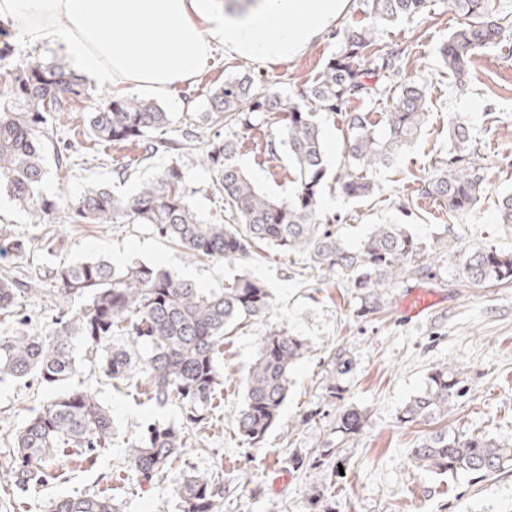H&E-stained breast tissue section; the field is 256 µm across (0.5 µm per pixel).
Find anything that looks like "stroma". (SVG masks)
Wrapping results in <instances>:
<instances>
[{"label":"stroma","mask_w":512,"mask_h":512,"mask_svg":"<svg viewBox=\"0 0 512 512\" xmlns=\"http://www.w3.org/2000/svg\"><path fill=\"white\" fill-rule=\"evenodd\" d=\"M427 11L429 17L421 24L404 19L376 26L366 0H346L335 23L296 56L270 62L229 57L219 49L194 81L156 98L172 116L165 139L181 140L191 130L202 149L213 136L205 120L208 100L228 77L246 73L257 84L273 83L288 106L300 102L336 53L346 29L374 26L375 46L383 51L412 46L404 76L426 85L428 116L409 147L374 175L371 196H347L333 180L345 161V115L355 110V103L319 116L331 173L319 206L332 219L333 231L353 246L372 225L405 224L432 258L427 272L385 288L386 307L380 314L360 316L352 289L299 254L261 244L242 262L198 260L146 224H38L7 195H0V236L27 242L22 255L0 257V276L27 285V292L18 295L17 309L36 334H49L57 314L54 284L46 271L88 258L117 267L149 263L201 288H217L248 275L264 282L273 296L262 322L224 339L223 383L216 391L210 423L190 431L172 469L148 484L116 467L148 423L181 425V405L174 400L157 407L139 390L113 388L99 371L98 354L78 349L71 384L90 389L109 409L112 442L90 460L74 464L61 459L55 467L59 479L26 491L9 488L11 457L0 443V512H47L56 499L100 492L111 495L119 512H179L177 484L187 475L207 471L224 481L221 512H308L307 499L315 489L335 504L336 512H512V469L478 479L415 468L407 453L421 428L399 421L402 407L422 387L427 373L451 362L468 393L442 419V427L474 430L512 445V283L459 285L462 260L470 249L487 245L512 254V224L501 223L496 208L498 196L512 193V39L477 56L461 86L440 55L457 24L450 0H428ZM454 118L469 125L487 184L477 205L460 217L450 216L442 204L419 193L424 180L448 161L449 123ZM283 119L278 112L235 130L237 164L259 190L273 197L286 196L294 188L287 154L274 160L268 154ZM57 137L70 144L77 159L62 175H49L43 186L47 197L73 200L95 186L128 197L179 159L199 215L217 224L230 217L223 195L212 186L211 172L194 160L180 159L177 151L161 149L145 162L135 145L96 146L80 111L61 121ZM417 289L431 293L435 301L420 317L409 318L402 308ZM275 327L305 339L308 351L292 368L277 425L254 447L239 436L234 418L244 402L260 338ZM339 347L349 351L354 370L344 401L334 402L322 380L330 352ZM47 395L33 380L0 383V440L14 435ZM345 404L366 413L364 430L342 444L339 459L309 468V460L335 440L337 416ZM296 458L302 467H293Z\"/></svg>","instance_id":"stroma-1"}]
</instances>
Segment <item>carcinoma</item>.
<instances>
[{"label":"carcinoma","mask_w":512,"mask_h":512,"mask_svg":"<svg viewBox=\"0 0 512 512\" xmlns=\"http://www.w3.org/2000/svg\"><path fill=\"white\" fill-rule=\"evenodd\" d=\"M374 22L391 24L420 17L427 0H368ZM460 23L450 32L442 60L458 83L466 82L473 58L498 45L506 30L493 18L491 0H451ZM9 25L0 22V193L28 210L35 223L51 224L65 212L69 224H148L167 242L195 258L243 261L257 244L304 254L314 267L342 277L355 289L364 317L383 310L381 289L406 274L419 271L420 243L404 224H375L351 248L332 231L319 209L328 175V159L320 112H335L349 101H374L393 96V109L373 122L367 112L347 115L344 152L347 169L336 184L350 197L373 193L369 173L389 164L420 132L427 116L426 87L402 77L407 47L372 50L374 27L343 33L341 49L331 58L305 94L307 103L289 107L279 139L288 149L294 171V190L284 199L258 192L234 161L237 143L229 134L212 139L200 162L213 174V185L224 193L236 216L234 224L202 219L189 200L183 166L173 162L131 197H118L105 187H93L61 208V201L42 193L49 171L47 146L54 130L53 115L63 116L82 104L90 135L105 143L131 142L143 146L150 158L163 144L147 140L168 125L170 113L152 99L108 95L96 105L88 80L61 60L23 62L11 41ZM281 107L271 86L256 87L248 75L224 80L207 107L212 127L232 129L251 125L254 112ZM448 170L423 182L420 194L440 201L452 215L468 213L486 192L483 169L469 160L470 140L464 121L450 126ZM462 280L467 287L512 282V254L490 247L475 248L464 258ZM49 276L57 283L60 312L48 336L18 326L0 330V381L36 379L55 389L33 411L12 439L11 483L23 489L40 485L50 476L56 452L66 449L80 458L112 441V417L88 389H69L76 371L74 342L81 340L101 352V368L112 384L144 387L147 400L164 406L177 399L184 422L147 426L126 451L124 468L150 483L170 469L185 448L188 431L211 419L216 388L221 384L218 364L224 335L245 320L262 321L272 307V294L259 280L239 275L222 288H198L165 269L136 262L123 269L104 260L63 264ZM18 288L0 279V313H11ZM85 300L77 313L70 304ZM126 344L115 346L112 337ZM146 357H140V348ZM307 352V343L285 329L274 328L261 337L258 356L246 380L244 405L235 419L238 434L251 446L264 439L279 418L288 395L289 374ZM353 364L343 347L331 351L326 390L343 399ZM466 395L457 369L446 364L431 370L424 386L402 408L400 422L430 426ZM366 415L343 409L336 423L338 442L360 434ZM411 464L444 472H467L486 477L512 466V447L485 434L467 430L429 431L409 449ZM180 512H219L224 485L210 473L189 475L176 487ZM50 512H116L112 499L100 495L62 498Z\"/></svg>","instance_id":"cac0c4a2"}]
</instances>
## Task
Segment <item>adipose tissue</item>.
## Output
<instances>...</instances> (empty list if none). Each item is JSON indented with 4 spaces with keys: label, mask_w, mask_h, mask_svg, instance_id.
I'll list each match as a JSON object with an SVG mask.
<instances>
[{
    "label": "adipose tissue",
    "mask_w": 512,
    "mask_h": 512,
    "mask_svg": "<svg viewBox=\"0 0 512 512\" xmlns=\"http://www.w3.org/2000/svg\"><path fill=\"white\" fill-rule=\"evenodd\" d=\"M344 0H263L244 15L224 0H0V19L28 43L61 44L115 90L191 82L216 48L240 58L295 55L335 21Z\"/></svg>",
    "instance_id": "ef3b65f1"
}]
</instances>
